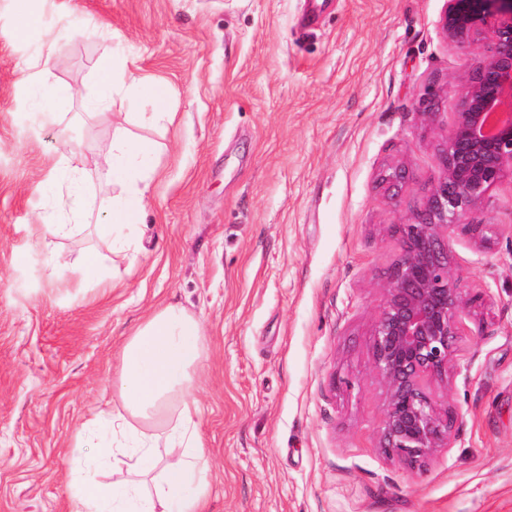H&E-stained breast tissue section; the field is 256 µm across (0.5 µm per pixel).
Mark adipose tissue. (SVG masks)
<instances>
[{"label": "adipose tissue", "instance_id": "obj_1", "mask_svg": "<svg viewBox=\"0 0 512 512\" xmlns=\"http://www.w3.org/2000/svg\"><path fill=\"white\" fill-rule=\"evenodd\" d=\"M45 63L31 59L27 81L37 109L52 115L75 92L44 81ZM128 77L157 120H173L169 90L160 79L137 74L129 58L113 55L98 69L94 107L113 104L116 76ZM159 145L128 129H116L110 141L107 174L113 191L106 198L98 236L112 250L131 246L127 232L151 205V184L158 178ZM198 320L178 303L161 305L128 335L117 355L112 386L118 402L111 411L94 410L77 427L72 452L80 454L99 436L95 463L71 467L68 492L77 512H206L210 487L207 452L198 429L193 397L195 365L200 355ZM176 416H168L169 404ZM115 481H107V473Z\"/></svg>", "mask_w": 512, "mask_h": 512}]
</instances>
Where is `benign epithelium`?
Instances as JSON below:
<instances>
[{"label":"benign epithelium","mask_w":512,"mask_h":512,"mask_svg":"<svg viewBox=\"0 0 512 512\" xmlns=\"http://www.w3.org/2000/svg\"><path fill=\"white\" fill-rule=\"evenodd\" d=\"M442 27L453 41L489 39L495 53L468 65L462 111L448 126L441 172L424 206L398 225L401 255L389 268L373 328L374 368L387 386L378 448L409 466L451 444L454 417L431 384L448 377L464 318L486 289L456 277L450 235L512 169V0H448Z\"/></svg>","instance_id":"benign-epithelium-1"}]
</instances>
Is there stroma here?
I'll use <instances>...</instances> for the list:
<instances>
[{
    "label": "stroma",
    "mask_w": 512,
    "mask_h": 512,
    "mask_svg": "<svg viewBox=\"0 0 512 512\" xmlns=\"http://www.w3.org/2000/svg\"><path fill=\"white\" fill-rule=\"evenodd\" d=\"M31 36L0 0V512H73L71 437L111 408L112 365L166 302L201 323L195 397L211 458L209 512H512V171L462 218L455 273L487 289L465 321L439 404L452 444L411 467L382 456L386 386L372 360L395 225L422 207L461 111L467 61L486 40L448 39L447 0H29ZM78 95L32 105L25 63ZM120 53L163 78L173 123L118 78L89 111L97 64ZM161 146L163 176L114 253L88 222L65 238L56 184L79 142L87 207L111 192L112 130ZM395 169L397 185L384 177ZM97 253L107 288L46 277L53 252Z\"/></svg>",
    "instance_id": "stroma-1"
}]
</instances>
